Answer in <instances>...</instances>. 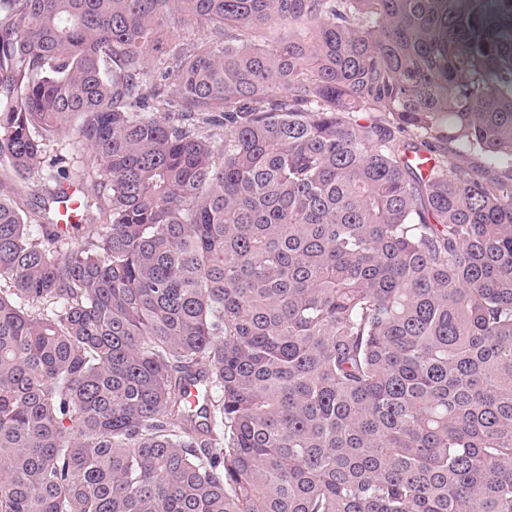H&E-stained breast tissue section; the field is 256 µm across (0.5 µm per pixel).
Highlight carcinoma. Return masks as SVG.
I'll use <instances>...</instances> for the list:
<instances>
[{"mask_svg":"<svg viewBox=\"0 0 512 512\" xmlns=\"http://www.w3.org/2000/svg\"><path fill=\"white\" fill-rule=\"evenodd\" d=\"M72 115L85 243L0 197V512H512L490 0H0V168Z\"/></svg>","mask_w":512,"mask_h":512,"instance_id":"1","label":"carcinoma"}]
</instances>
